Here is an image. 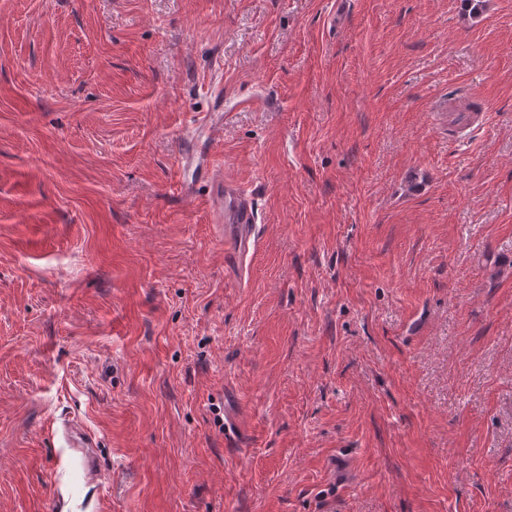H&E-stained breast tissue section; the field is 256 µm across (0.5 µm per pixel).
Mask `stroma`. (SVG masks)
<instances>
[{"label":"stroma","mask_w":512,"mask_h":512,"mask_svg":"<svg viewBox=\"0 0 512 512\" xmlns=\"http://www.w3.org/2000/svg\"><path fill=\"white\" fill-rule=\"evenodd\" d=\"M0 512H512V0H0ZM485 112H448V126L458 139H465L468 131L485 120ZM199 177L207 186L204 204L212 221L224 223V258L245 267L257 244V213L252 198L232 182L224 181L220 166L212 163L200 169Z\"/></svg>","instance_id":"stroma-1"}]
</instances>
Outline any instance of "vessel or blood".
<instances>
[{
  "mask_svg": "<svg viewBox=\"0 0 512 512\" xmlns=\"http://www.w3.org/2000/svg\"><path fill=\"white\" fill-rule=\"evenodd\" d=\"M484 119L481 112H452L448 115V125L457 138L463 139ZM199 177L207 186L204 204L213 222L224 227L225 259L245 267L258 236L257 213L250 195L225 181L220 166H206L200 170Z\"/></svg>",
  "mask_w": 512,
  "mask_h": 512,
  "instance_id": "obj_1",
  "label": "vessel or blood"
}]
</instances>
